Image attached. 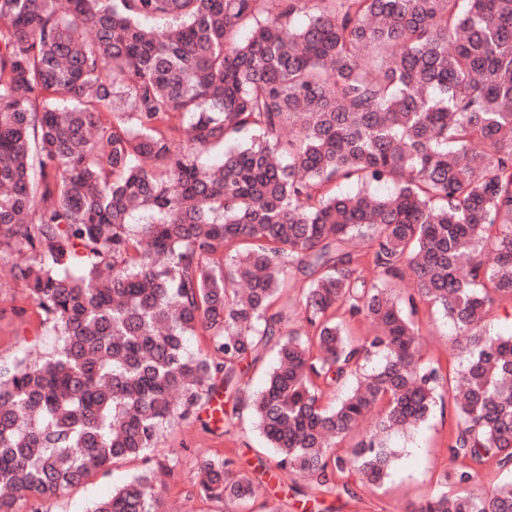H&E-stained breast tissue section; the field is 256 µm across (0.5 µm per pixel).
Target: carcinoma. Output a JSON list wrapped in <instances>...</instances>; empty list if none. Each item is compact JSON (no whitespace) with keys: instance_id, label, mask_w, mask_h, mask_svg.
Masks as SVG:
<instances>
[{"instance_id":"obj_1","label":"carcinoma","mask_w":512,"mask_h":512,"mask_svg":"<svg viewBox=\"0 0 512 512\" xmlns=\"http://www.w3.org/2000/svg\"><path fill=\"white\" fill-rule=\"evenodd\" d=\"M2 256L57 345L0 367V512L152 461L221 389L318 503L381 484L388 436L449 399L455 468L416 512H512V481L471 490L512 469V336L486 326L512 300V0H0ZM294 277L301 332L273 311ZM422 303L461 369L423 360ZM161 467L89 512H158ZM200 470L229 512L259 495L231 458ZM512 471L500 470L494 461L488 462L480 473L479 481L471 487L475 491L489 490L495 484L510 481Z\"/></svg>"}]
</instances>
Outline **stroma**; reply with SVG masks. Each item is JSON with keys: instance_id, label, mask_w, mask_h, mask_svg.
Segmentation results:
<instances>
[{"instance_id": "1", "label": "stroma", "mask_w": 512, "mask_h": 512, "mask_svg": "<svg viewBox=\"0 0 512 512\" xmlns=\"http://www.w3.org/2000/svg\"><path fill=\"white\" fill-rule=\"evenodd\" d=\"M419 318L425 357L459 363L463 355L460 346L452 342V325L428 305L422 306ZM55 343L28 290L0 274V364H10L26 349L48 354ZM454 423L452 407L439 408L412 434L393 437L395 457L384 484L358 489L353 499L341 496L335 503L336 512H412L437 489L438 474L454 467L447 452ZM157 454L168 458L171 466L158 489L162 512H224L223 503L201 498L196 491L201 462L226 457L250 470L258 457H269L270 452L247 413L229 411L217 420L204 409L197 417L165 429ZM145 466L141 459L118 463L108 474L97 475L48 501L22 503L21 512H88L92 503Z\"/></svg>"}]
</instances>
